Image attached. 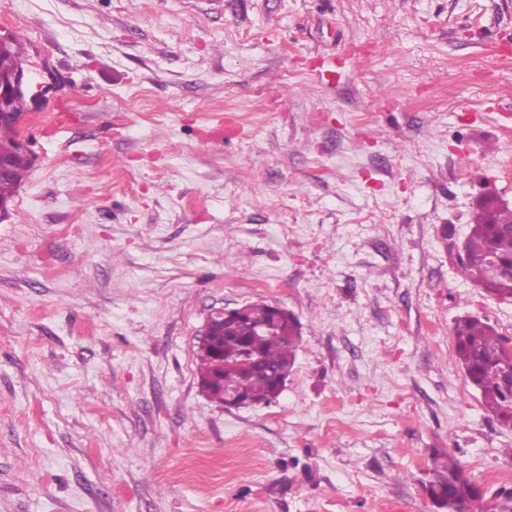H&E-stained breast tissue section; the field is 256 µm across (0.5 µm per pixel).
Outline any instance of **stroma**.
<instances>
[{
	"label": "stroma",
	"mask_w": 512,
	"mask_h": 512,
	"mask_svg": "<svg viewBox=\"0 0 512 512\" xmlns=\"http://www.w3.org/2000/svg\"><path fill=\"white\" fill-rule=\"evenodd\" d=\"M10 36L43 95L0 222V512H437L432 449L512 472L451 336L512 338L455 249L512 207V0H0ZM247 302L302 340L228 410L198 350Z\"/></svg>",
	"instance_id": "1"
}]
</instances>
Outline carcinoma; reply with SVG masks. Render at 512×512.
I'll use <instances>...</instances> for the list:
<instances>
[{
	"mask_svg": "<svg viewBox=\"0 0 512 512\" xmlns=\"http://www.w3.org/2000/svg\"><path fill=\"white\" fill-rule=\"evenodd\" d=\"M22 49L0 50V68L8 74L23 64ZM16 122H0V201L8 203L28 176L35 161L31 153L16 147ZM463 275L495 299L512 300V208L487 197L458 254ZM455 362L482 403L501 425L512 427L508 413L512 401V375L502 374L512 365V341L489 323L465 315L453 323ZM301 340V324L284 308L268 303H247L224 315V339L200 346L198 374L203 392L220 404L224 388L231 387L251 404H268L280 395L275 376L287 373L295 363ZM252 354L262 366L258 371L242 363ZM430 472L433 479L424 489L441 498L446 512H512V487L487 490L474 482L449 452L435 451Z\"/></svg>",
	"mask_w": 512,
	"mask_h": 512,
	"instance_id": "cac0c4a2",
	"label": "carcinoma"
}]
</instances>
